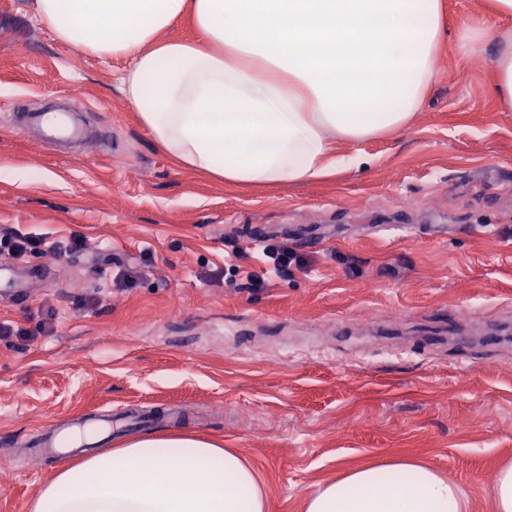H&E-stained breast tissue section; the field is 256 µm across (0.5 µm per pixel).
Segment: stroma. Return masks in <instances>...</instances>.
Listing matches in <instances>:
<instances>
[{
	"label": "stroma",
	"mask_w": 512,
	"mask_h": 512,
	"mask_svg": "<svg viewBox=\"0 0 512 512\" xmlns=\"http://www.w3.org/2000/svg\"><path fill=\"white\" fill-rule=\"evenodd\" d=\"M446 4L439 78L407 129L334 143L361 168L241 189L155 142L125 60L57 41L34 0H0V235L42 241L0 252V512H29L64 466L32 454L38 431L123 409L238 449L267 512L404 458L493 512L512 461V112L492 52L458 47L485 0ZM70 98L95 138L50 149L22 115ZM269 240L296 254L288 275H263Z\"/></svg>",
	"instance_id": "obj_1"
}]
</instances>
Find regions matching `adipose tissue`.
<instances>
[{
  "instance_id": "obj_1",
  "label": "adipose tissue",
  "mask_w": 512,
  "mask_h": 512,
  "mask_svg": "<svg viewBox=\"0 0 512 512\" xmlns=\"http://www.w3.org/2000/svg\"><path fill=\"white\" fill-rule=\"evenodd\" d=\"M491 18L512 19V0ZM67 45L130 60L122 90L181 164L236 186L305 184L358 167L331 158L408 127L438 79L443 0H35ZM191 19L198 36L166 38ZM491 18L462 23V49L495 46V94L512 110V37ZM30 512H266L237 451L184 432L151 434L58 471ZM304 512H467L462 488L411 460L316 485Z\"/></svg>"
}]
</instances>
